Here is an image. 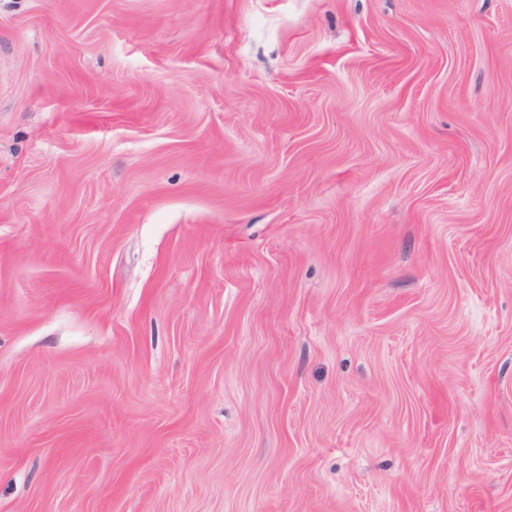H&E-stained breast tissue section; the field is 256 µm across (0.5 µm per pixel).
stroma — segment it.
Listing matches in <instances>:
<instances>
[{
	"label": "stroma",
	"instance_id": "stroma-1",
	"mask_svg": "<svg viewBox=\"0 0 512 512\" xmlns=\"http://www.w3.org/2000/svg\"><path fill=\"white\" fill-rule=\"evenodd\" d=\"M0 512H512V0H0Z\"/></svg>",
	"mask_w": 512,
	"mask_h": 512
}]
</instances>
